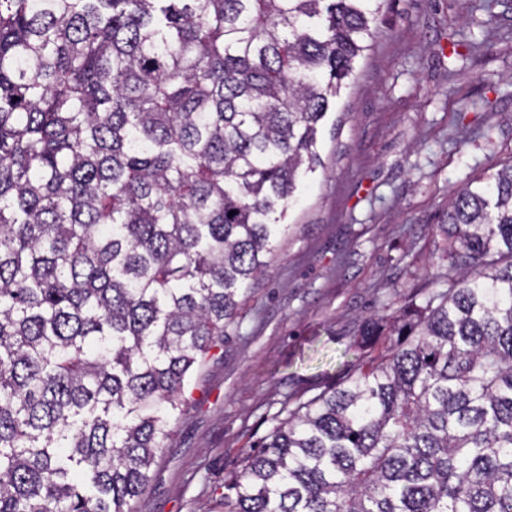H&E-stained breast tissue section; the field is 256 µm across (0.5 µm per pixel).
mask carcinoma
Here are the masks:
<instances>
[{"mask_svg":"<svg viewBox=\"0 0 512 512\" xmlns=\"http://www.w3.org/2000/svg\"><path fill=\"white\" fill-rule=\"evenodd\" d=\"M388 4L0 0V512H135ZM439 228L448 289L364 319L224 512H512V163Z\"/></svg>","mask_w":512,"mask_h":512,"instance_id":"1","label":"carcinoma"}]
</instances>
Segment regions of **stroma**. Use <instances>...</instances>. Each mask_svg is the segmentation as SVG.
Instances as JSON below:
<instances>
[{"instance_id": "1", "label": "stroma", "mask_w": 512, "mask_h": 512, "mask_svg": "<svg viewBox=\"0 0 512 512\" xmlns=\"http://www.w3.org/2000/svg\"><path fill=\"white\" fill-rule=\"evenodd\" d=\"M383 28L329 114L323 165L269 274L192 377L135 512H222L225 477L285 397L340 382L358 362L360 319L431 287L449 196L512 162V0H392Z\"/></svg>"}]
</instances>
